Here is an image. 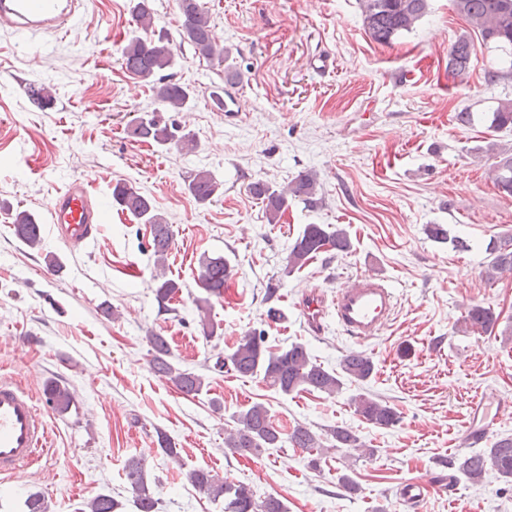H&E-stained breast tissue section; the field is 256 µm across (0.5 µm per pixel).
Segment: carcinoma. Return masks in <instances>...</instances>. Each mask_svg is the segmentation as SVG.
<instances>
[{"mask_svg": "<svg viewBox=\"0 0 512 512\" xmlns=\"http://www.w3.org/2000/svg\"><path fill=\"white\" fill-rule=\"evenodd\" d=\"M359 2L366 31L374 41L382 44L390 43L394 36L404 31H412L429 10V0ZM454 6L458 14L478 32L483 43H493L502 49L512 47V0H454ZM177 8L182 18L183 40L199 56L224 61V48L214 42L210 16L200 0H177ZM132 14L138 27L143 30L151 27L153 12L150 0H135ZM474 50V44L469 39H458L448 51V71L458 77L465 76ZM174 64V51L164 36H135L121 49V65L145 81L153 80L154 97L161 108L179 112L196 99V93L187 85L160 76L161 72ZM28 96L41 109L51 107L55 100L53 88L43 84L29 87ZM157 112L155 108L135 118L132 134L158 146L173 144L182 149L194 148L192 134H177L175 127L158 119ZM508 128L512 129V99L499 102L488 126L493 132ZM187 190L196 202L205 204L224 194V183L210 171L198 170L189 176ZM250 191L265 205L268 223L277 224L288 208V196L298 197L310 205L315 203L316 178L310 174L301 175L283 189L258 180L251 183ZM112 203L140 223L150 226L151 240L148 246L154 257L155 300L159 311H169V302L181 290L176 280L166 276V261L174 244L170 226L156 213L152 199L131 184L116 183L112 187ZM10 229L13 236L27 247H41V227L29 210L11 213ZM350 248L351 241L345 230L337 228L328 231L320 224H309L290 251L285 273L289 274L303 266L320 252H344ZM486 253V272L489 275L512 272V235L491 239ZM200 268L201 287L210 295L222 296L224 285L233 276L229 262L222 256H205L201 259ZM197 309L204 336L210 338L216 335L219 326L211 319L207 300H202ZM497 322L498 316L491 308L480 304L471 306L464 319L467 327L483 332L493 330ZM146 339L155 373L185 396L194 397L202 392V376L175 366L171 348L164 336L151 331ZM215 366L221 369L226 367L241 377L259 378L284 395L317 391L330 397L342 392L344 381L364 382L374 371L371 357L360 353L345 356L339 363V369L329 370L317 362L303 343H293L275 351L266 346V336L262 331H250L240 337L229 354L217 358ZM48 402L57 413L64 414L73 404V394L69 388L54 384L48 388ZM354 405L357 414L375 427L390 428L399 422L398 412L384 400L360 395L354 399ZM329 435L335 441L336 448H345L368 458L377 453V449L365 447L360 437L347 428L336 427L329 431ZM285 441L312 455L309 460L312 467L317 465L318 456L326 451L322 436L306 427L297 426L292 433L284 434L274 423L267 407L261 403H255L233 416V426L224 436V447L233 453L259 457L271 448L281 447ZM157 445L158 454L180 461L178 448L167 434L157 432ZM489 465L499 477L512 481L511 437L497 439L486 455L474 453L458 460H448V469L462 474L474 484L483 482ZM123 472L138 512H158L159 499L148 487L146 458L130 456L125 461ZM185 478L212 501H224V512H288L281 499L271 495L258 498L249 484L221 478L204 468L188 470ZM118 506L119 503L111 495L99 493L83 502L78 512H116Z\"/></svg>", "mask_w": 512, "mask_h": 512, "instance_id": "carcinoma-1", "label": "carcinoma"}]
</instances>
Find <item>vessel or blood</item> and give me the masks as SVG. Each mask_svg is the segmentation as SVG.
<instances>
[{
    "mask_svg": "<svg viewBox=\"0 0 512 512\" xmlns=\"http://www.w3.org/2000/svg\"><path fill=\"white\" fill-rule=\"evenodd\" d=\"M83 0H0V28L26 36H56L76 21ZM51 220L68 246L85 243L100 232L104 213L78 181L58 190L49 205ZM397 304L393 289L380 275L367 272L340 287L332 301L318 293L302 296L301 313L309 327L333 319L354 341L381 334ZM487 401L470 406L466 437L484 441L494 422ZM49 442V426L34 397L14 380L0 379V475L10 477L40 462Z\"/></svg>",
    "mask_w": 512,
    "mask_h": 512,
    "instance_id": "obj_1",
    "label": "vessel or blood"
}]
</instances>
